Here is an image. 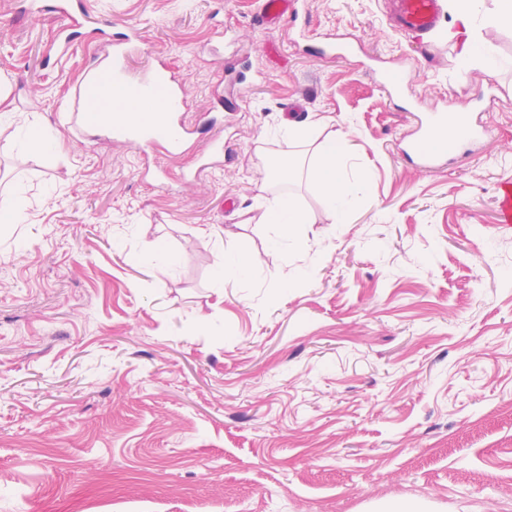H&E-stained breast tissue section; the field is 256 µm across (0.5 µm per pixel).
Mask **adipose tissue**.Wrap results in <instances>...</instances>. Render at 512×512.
<instances>
[{
    "instance_id": "1",
    "label": "adipose tissue",
    "mask_w": 512,
    "mask_h": 512,
    "mask_svg": "<svg viewBox=\"0 0 512 512\" xmlns=\"http://www.w3.org/2000/svg\"><path fill=\"white\" fill-rule=\"evenodd\" d=\"M458 28L448 31L449 39L461 38V30L469 29L473 19H480L483 29L494 31L504 27L512 28V0H496L494 11L486 13L481 9L482 0H455ZM339 146L330 141L320 146L315 162L301 167L296 160H289L278 172V179L293 176L298 170H305L311 187L327 205L334 223L344 221L348 199L353 187L345 178L338 163ZM260 223L277 225L281 241L290 242L295 238L296 225L305 223L306 217L291 195L279 193L268 199L259 217Z\"/></svg>"
}]
</instances>
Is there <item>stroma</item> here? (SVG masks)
I'll return each instance as SVG.
<instances>
[{
	"instance_id": "obj_1",
	"label": "stroma",
	"mask_w": 512,
	"mask_h": 512,
	"mask_svg": "<svg viewBox=\"0 0 512 512\" xmlns=\"http://www.w3.org/2000/svg\"><path fill=\"white\" fill-rule=\"evenodd\" d=\"M64 20L0 0V512H512V28L488 39L505 66L460 76L453 0L424 40L382 0H302L273 32L260 0H82ZM142 35L217 113L223 157L198 178L206 138L143 159L71 124L109 34ZM349 42L347 58L315 46ZM404 75L400 95L380 74ZM252 76L239 87L238 73ZM305 104L309 142L285 107ZM471 112L492 134L423 170L404 157L417 112ZM64 146L18 161L20 125ZM336 138L355 186L332 223L306 179L307 223L274 246L257 223L280 192L270 166ZM161 162L172 180L141 175ZM174 260L153 268L157 251ZM251 273L217 277V253ZM295 281L285 286L282 274Z\"/></svg>"
}]
</instances>
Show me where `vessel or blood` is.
<instances>
[{
  "label": "vessel or blood",
  "mask_w": 512,
  "mask_h": 512,
  "mask_svg": "<svg viewBox=\"0 0 512 512\" xmlns=\"http://www.w3.org/2000/svg\"><path fill=\"white\" fill-rule=\"evenodd\" d=\"M398 32L419 38L432 32L443 10L442 0H391ZM297 0H262L257 22L265 29L295 13ZM132 28L113 33V71L97 80L85 82L79 92L77 110L85 124L98 120L93 103L109 97L114 105L112 137L139 153L163 147L168 154H180L195 136L209 134L206 113L190 117L187 78L176 72L163 57L144 71L129 73L126 65L132 50L140 43ZM416 135L404 153L417 159L422 168L431 169L444 160H454L466 146L482 140L488 133L467 112L421 113L415 117Z\"/></svg>",
  "instance_id": "obj_1"
}]
</instances>
